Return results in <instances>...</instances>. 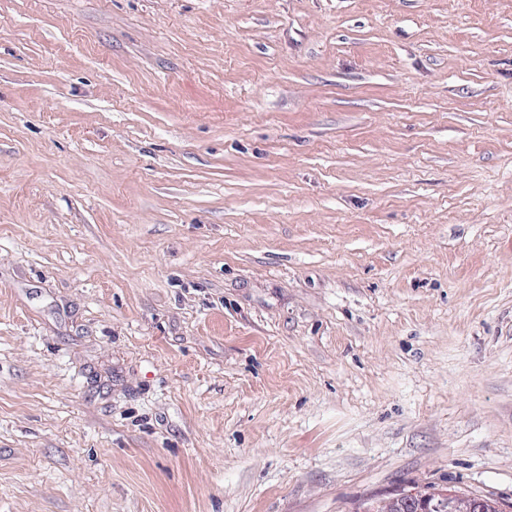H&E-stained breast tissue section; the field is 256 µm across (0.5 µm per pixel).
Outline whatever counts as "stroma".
<instances>
[{
    "mask_svg": "<svg viewBox=\"0 0 512 512\" xmlns=\"http://www.w3.org/2000/svg\"><path fill=\"white\" fill-rule=\"evenodd\" d=\"M512 512V0H0V512ZM444 501L448 508L443 512H497L496 506L487 500L477 501L474 497L456 492H440L436 496H422L419 501V512H433L436 508L433 501Z\"/></svg>",
    "mask_w": 512,
    "mask_h": 512,
    "instance_id": "35a3bbf8",
    "label": "stroma"
}]
</instances>
